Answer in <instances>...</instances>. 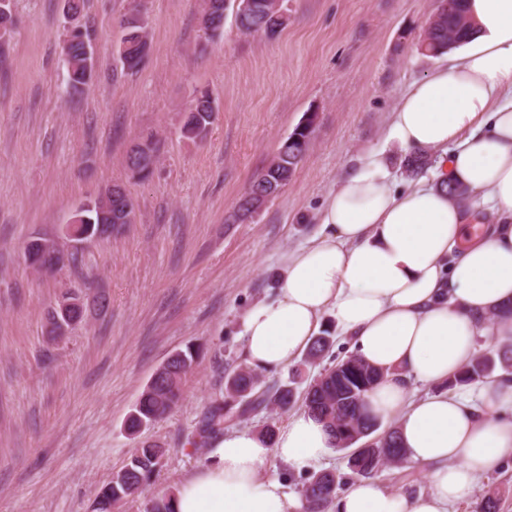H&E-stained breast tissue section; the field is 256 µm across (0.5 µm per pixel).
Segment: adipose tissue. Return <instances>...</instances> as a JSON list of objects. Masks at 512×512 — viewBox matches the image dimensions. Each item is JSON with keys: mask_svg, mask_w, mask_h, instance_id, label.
Wrapping results in <instances>:
<instances>
[{"mask_svg": "<svg viewBox=\"0 0 512 512\" xmlns=\"http://www.w3.org/2000/svg\"><path fill=\"white\" fill-rule=\"evenodd\" d=\"M469 11L476 34L409 84L385 130L403 153L437 154L436 170L401 189L385 149L372 151L330 194L319 233L284 255L277 298L244 317L252 369L286 367L328 315L359 357L385 371L369 406L396 416L427 487L410 493L360 480L331 512H449L512 456V422L499 418L512 410V381L486 383L475 395L440 388L483 331L512 339V318H490L512 305V0H470ZM452 183L467 187L469 199L453 198ZM476 199L493 223L475 225ZM410 377L434 393L411 397ZM333 445L305 411L271 442L248 429L226 431L211 462L175 488L174 510L300 512V496L261 473L277 463L314 467Z\"/></svg>", "mask_w": 512, "mask_h": 512, "instance_id": "adipose-tissue-1", "label": "adipose tissue"}]
</instances>
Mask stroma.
<instances>
[{
    "instance_id": "stroma-1",
    "label": "stroma",
    "mask_w": 512,
    "mask_h": 512,
    "mask_svg": "<svg viewBox=\"0 0 512 512\" xmlns=\"http://www.w3.org/2000/svg\"><path fill=\"white\" fill-rule=\"evenodd\" d=\"M274 37L246 35L227 9L220 34L204 0H85L95 76L67 85L64 0H12L0 31V512H91L100 485L137 446L127 414L155 370L194 344L205 355L182 398L144 433L170 453L147 490L116 512H146L211 452L187 443L229 372L244 362V315L274 299L282 254L319 231L317 214L348 169L384 146L388 114L435 65L417 42L438 0H284ZM139 8L150 50L119 60L120 21ZM207 132L181 129L198 92ZM317 115L290 183L251 218L229 222L253 177L304 117ZM155 137L152 176L133 178L131 145ZM126 186L136 217L122 236L86 243L83 262L28 265L27 243L63 239L76 207ZM104 291V311L50 339L65 291ZM495 495L512 512V458L477 480L456 512Z\"/></svg>"
}]
</instances>
